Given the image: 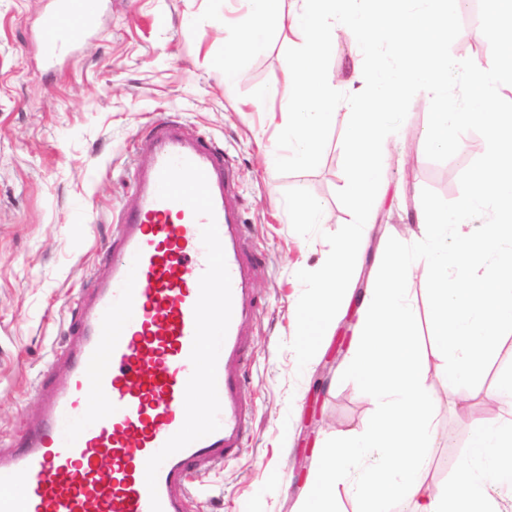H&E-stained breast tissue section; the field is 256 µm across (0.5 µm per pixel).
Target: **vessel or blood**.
I'll use <instances>...</instances> for the list:
<instances>
[{
    "label": "vessel or blood",
    "mask_w": 512,
    "mask_h": 512,
    "mask_svg": "<svg viewBox=\"0 0 512 512\" xmlns=\"http://www.w3.org/2000/svg\"><path fill=\"white\" fill-rule=\"evenodd\" d=\"M99 17L53 0L44 59L71 46L72 20L87 30ZM131 185L138 203L119 213L112 261L82 297L59 358L65 377L43 375L39 417L0 452V512H187L191 476L245 445L257 259L231 171L161 118L137 144ZM198 385L211 393L200 411L188 403ZM104 456L112 465L102 470Z\"/></svg>",
    "instance_id": "obj_1"
}]
</instances>
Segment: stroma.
I'll list each match as a JSON object with an SVG mask.
<instances>
[{"label": "stroma", "mask_w": 512, "mask_h": 512, "mask_svg": "<svg viewBox=\"0 0 512 512\" xmlns=\"http://www.w3.org/2000/svg\"><path fill=\"white\" fill-rule=\"evenodd\" d=\"M49 6V0H0V448L25 435L40 411L38 379L77 320L72 300L104 275L122 230L118 214L137 204L129 187L134 136L163 113L223 150L248 240L264 256L253 281L259 308L250 360L242 369L244 395L255 405L249 440L223 468L192 476L188 512H300L308 475L297 471V456L314 450L316 441L362 428L374 412L367 395L341 379L357 317L337 322L322 361L332 365L328 377L319 375L322 363L298 369L290 347L303 292L296 274L318 270L330 249L326 234L351 220L337 198L345 182L348 114L338 110L316 169L278 173L280 104L257 109L252 93L281 80L280 40L233 85L212 65L228 38L224 21L242 12L241 0H100L97 27L78 31L71 54L52 72L40 49ZM429 107V94H416L405 123L386 139L387 192L352 283L389 238L409 237L423 189L448 201L460 196L458 176L471 159L427 158ZM290 188L307 189L320 201L321 234L306 239L293 231L279 199ZM407 293L419 312L424 384L434 394L442 382L420 274L408 281ZM511 362L507 336L471 393L439 404L424 484L444 485L447 461L463 454L486 391ZM319 379L325 386L315 396ZM307 414L319 417L309 436Z\"/></svg>", "instance_id": "obj_1"}]
</instances>
